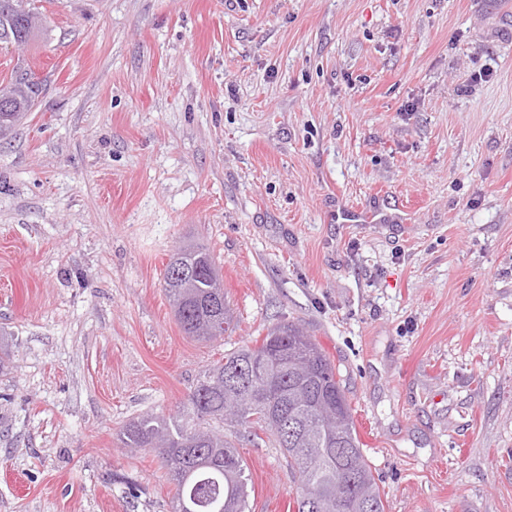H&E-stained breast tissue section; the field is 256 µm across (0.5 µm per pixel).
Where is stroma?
Listing matches in <instances>:
<instances>
[{
    "instance_id": "1",
    "label": "stroma",
    "mask_w": 512,
    "mask_h": 512,
    "mask_svg": "<svg viewBox=\"0 0 512 512\" xmlns=\"http://www.w3.org/2000/svg\"><path fill=\"white\" fill-rule=\"evenodd\" d=\"M33 8L0 51L48 80L0 142V512H171L122 429L281 322L339 368L387 512H512V0ZM189 244L213 342L162 287ZM238 452L252 512H295L281 450ZM184 262L201 269L194 288H179V279L174 277L175 266ZM212 271L218 274L211 253L207 247L195 245L172 254L163 275L164 289L179 326L187 336L198 341L221 338L233 322L226 299L221 306L211 288L209 272ZM215 321L218 323L214 324Z\"/></svg>"
}]
</instances>
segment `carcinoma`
<instances>
[{
	"mask_svg": "<svg viewBox=\"0 0 512 512\" xmlns=\"http://www.w3.org/2000/svg\"><path fill=\"white\" fill-rule=\"evenodd\" d=\"M9 11L8 27L0 25V43L9 36L29 43L40 28L23 0H0ZM28 70L12 69L13 89L0 94V139L16 128L19 105L35 103L42 82H31ZM200 267L196 284L182 288L174 277L179 263ZM217 271L207 247L195 245L171 255L163 282L182 331L198 340L213 341L233 322L228 303H219L211 288L210 272ZM305 359L306 375L272 369L252 387L235 388L226 369L242 363L274 362L280 357ZM238 403L230 423L243 429V439L259 445L263 436L274 439L297 472L293 489L296 512H339L328 494L339 489L348 497L350 512H386L372 469L363 453L352 409L337 379L336 366L322 348L295 323L268 329L259 343L224 351L190 390L177 415L141 416L125 426L122 442L128 448L156 453L175 485L172 512H249L246 462L235 443L216 431L224 407Z\"/></svg>",
	"mask_w": 512,
	"mask_h": 512,
	"instance_id": "carcinoma-1",
	"label": "carcinoma"
}]
</instances>
